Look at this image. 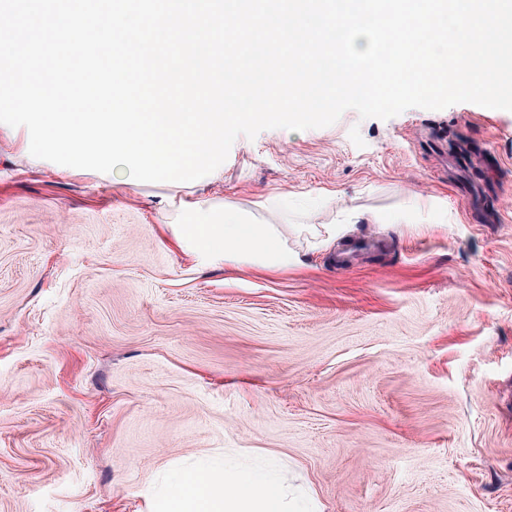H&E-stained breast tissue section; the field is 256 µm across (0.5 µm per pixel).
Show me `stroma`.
Masks as SVG:
<instances>
[{
  "mask_svg": "<svg viewBox=\"0 0 512 512\" xmlns=\"http://www.w3.org/2000/svg\"><path fill=\"white\" fill-rule=\"evenodd\" d=\"M29 147L0 123V512H152L223 455L313 512H512V111L348 110L192 182ZM228 205L300 267L177 244Z\"/></svg>",
  "mask_w": 512,
  "mask_h": 512,
  "instance_id": "35a3bbf8",
  "label": "stroma"
}]
</instances>
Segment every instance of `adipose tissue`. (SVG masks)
I'll return each mask as SVG.
<instances>
[{"instance_id":"ef3b65f1","label":"adipose tissue","mask_w":512,"mask_h":512,"mask_svg":"<svg viewBox=\"0 0 512 512\" xmlns=\"http://www.w3.org/2000/svg\"><path fill=\"white\" fill-rule=\"evenodd\" d=\"M178 240L228 263L248 261L280 271L299 263L274 225L245 218L231 206L224 209L223 223L182 225ZM158 512H292V504L270 470L241 471L211 462L172 473Z\"/></svg>"}]
</instances>
